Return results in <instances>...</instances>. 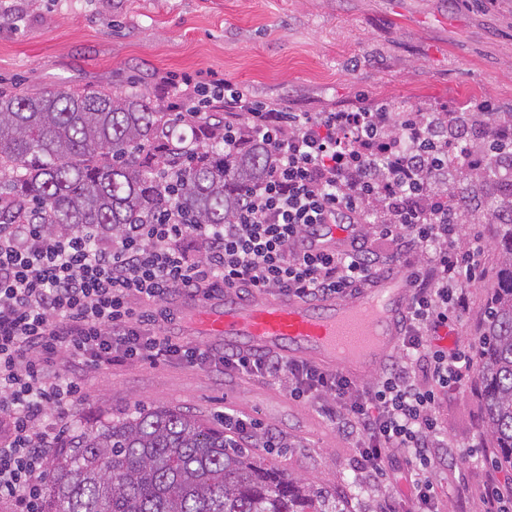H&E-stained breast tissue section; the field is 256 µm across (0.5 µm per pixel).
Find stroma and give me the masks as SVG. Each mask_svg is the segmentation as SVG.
Wrapping results in <instances>:
<instances>
[{"instance_id":"35a3bbf8","label":"stroma","mask_w":512,"mask_h":512,"mask_svg":"<svg viewBox=\"0 0 512 512\" xmlns=\"http://www.w3.org/2000/svg\"><path fill=\"white\" fill-rule=\"evenodd\" d=\"M0 87L16 93L137 85L151 99L168 74L216 73L252 98L293 112L453 108L490 100L512 106V0H0ZM484 240L486 276L470 288L468 311L445 346L476 351L500 255L494 224L465 225ZM86 398L71 413L91 430L141 409L176 407L209 421L257 418L286 442L259 449L295 477L335 493L351 512H388L409 499L402 457L384 488L356 472L349 441L322 405L279 385L176 363L87 370ZM235 397L225 400L226 387ZM477 384L443 396L438 419L456 461L459 496L437 472L441 512H482L476 492L504 467L492 459ZM482 448L484 459L466 454Z\"/></svg>"}]
</instances>
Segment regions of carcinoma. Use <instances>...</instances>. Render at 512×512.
I'll return each instance as SVG.
<instances>
[{"instance_id":"cac0c4a2","label":"carcinoma","mask_w":512,"mask_h":512,"mask_svg":"<svg viewBox=\"0 0 512 512\" xmlns=\"http://www.w3.org/2000/svg\"><path fill=\"white\" fill-rule=\"evenodd\" d=\"M421 119L468 137L463 153L448 156L447 193L466 198L458 223L499 225L476 379L486 434L512 468V141L490 135L484 114L468 105L427 109ZM180 124L196 136L177 133ZM264 156L260 147L224 152L223 119L172 118L136 86L0 92V172L10 173L0 186V223L28 219L54 232L96 224L110 235L177 203L191 224H227L243 191L264 176ZM169 171L179 178L164 187L158 177ZM485 195L490 212L478 206ZM46 470L40 512H350L179 408L73 428Z\"/></svg>"}]
</instances>
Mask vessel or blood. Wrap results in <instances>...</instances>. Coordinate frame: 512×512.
I'll return each mask as SVG.
<instances>
[{
    "label": "vessel or blood",
    "mask_w": 512,
    "mask_h": 512,
    "mask_svg": "<svg viewBox=\"0 0 512 512\" xmlns=\"http://www.w3.org/2000/svg\"><path fill=\"white\" fill-rule=\"evenodd\" d=\"M411 290L390 277L343 297L317 302L274 301L234 292L190 308L199 335L220 338L226 350L268 353L340 370L361 381L375 376L395 354Z\"/></svg>",
    "instance_id": "b4317fda"
}]
</instances>
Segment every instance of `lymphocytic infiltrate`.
Instances as JSON below:
<instances>
[{
  "label": "lymphocytic infiltrate",
  "mask_w": 512,
  "mask_h": 512,
  "mask_svg": "<svg viewBox=\"0 0 512 512\" xmlns=\"http://www.w3.org/2000/svg\"><path fill=\"white\" fill-rule=\"evenodd\" d=\"M166 111L236 114L224 148L269 149L267 175L241 198L230 224H189L174 205L115 235L88 224L52 232L0 224V499L11 512H37L45 462L71 406L84 397L78 370L136 362L232 369L285 384L297 401L330 400L338 432L356 442L354 468L380 474L401 451L415 502L435 512V470H454L443 449L440 395L466 385L471 357L435 344L469 307L483 275V239L457 246L459 226L440 191L448 167L429 126L393 129L388 110L291 112L247 98L226 79L165 78ZM384 217L365 225L371 201ZM327 224L350 225L341 249H320ZM392 243L388 254L368 245ZM412 290L400 355L368 387L339 371L271 354L219 352L165 334L178 297L201 301L231 290L316 300L345 296L387 272ZM243 445L281 447L255 419L224 417Z\"/></svg>",
  "instance_id": "f902f5d3"
}]
</instances>
